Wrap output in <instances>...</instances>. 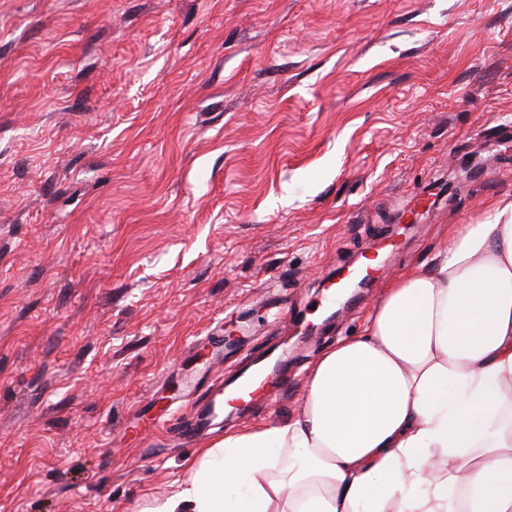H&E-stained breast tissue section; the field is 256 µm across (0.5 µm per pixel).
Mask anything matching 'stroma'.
<instances>
[{
    "mask_svg": "<svg viewBox=\"0 0 512 512\" xmlns=\"http://www.w3.org/2000/svg\"><path fill=\"white\" fill-rule=\"evenodd\" d=\"M511 197L512 0H0V512L170 495ZM267 355L272 394L184 440Z\"/></svg>",
    "mask_w": 512,
    "mask_h": 512,
    "instance_id": "35a3bbf8",
    "label": "stroma"
}]
</instances>
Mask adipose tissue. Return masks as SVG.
<instances>
[{"mask_svg":"<svg viewBox=\"0 0 512 512\" xmlns=\"http://www.w3.org/2000/svg\"><path fill=\"white\" fill-rule=\"evenodd\" d=\"M189 470L144 512H512V201L393 281L296 414Z\"/></svg>","mask_w":512,"mask_h":512,"instance_id":"ef3b65f1","label":"adipose tissue"}]
</instances>
